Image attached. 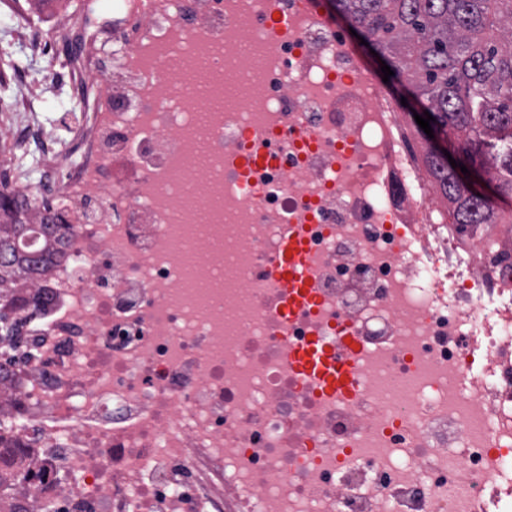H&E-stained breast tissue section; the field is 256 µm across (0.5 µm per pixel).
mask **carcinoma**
Instances as JSON below:
<instances>
[{
  "instance_id": "carcinoma-1",
  "label": "carcinoma",
  "mask_w": 512,
  "mask_h": 512,
  "mask_svg": "<svg viewBox=\"0 0 512 512\" xmlns=\"http://www.w3.org/2000/svg\"><path fill=\"white\" fill-rule=\"evenodd\" d=\"M374 47L390 56L434 132L449 138L502 197H512V0H333ZM429 176L447 202L448 217L463 232L501 216L448 169L432 150ZM0 210V383L31 353L22 350L28 311L47 306L41 292L49 266L64 255L69 230L42 201L41 246L24 252L17 243L30 233L31 201L4 191Z\"/></svg>"
}]
</instances>
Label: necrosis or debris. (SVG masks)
I'll list each match as a JSON object with an SVG mask.
<instances>
[{
    "label": "necrosis or debris",
    "instance_id": "obj_1",
    "mask_svg": "<svg viewBox=\"0 0 512 512\" xmlns=\"http://www.w3.org/2000/svg\"><path fill=\"white\" fill-rule=\"evenodd\" d=\"M29 56L59 37L84 67L71 138L12 73L0 124L60 155L50 199L70 227L30 325L5 512H512V242L458 233L397 107L318 0H124L112 61L67 10L13 13ZM210 90L253 86L202 121ZM193 171L206 222L170 177ZM181 229L213 290L183 287ZM313 302L284 312L283 235ZM354 339L351 390L304 376L297 347Z\"/></svg>",
    "mask_w": 512,
    "mask_h": 512
}]
</instances>
